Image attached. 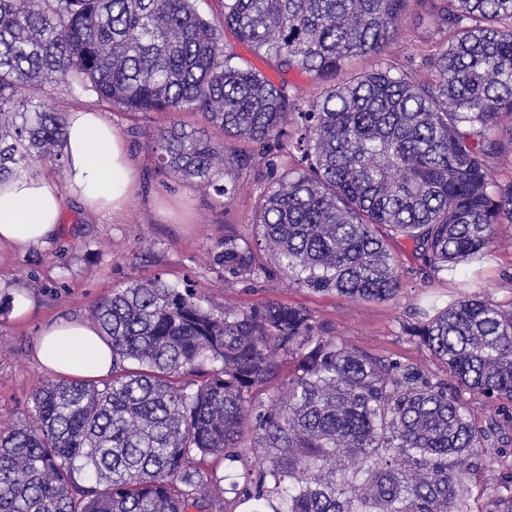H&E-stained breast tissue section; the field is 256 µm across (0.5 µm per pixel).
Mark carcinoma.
I'll list each match as a JSON object with an SVG mask.
<instances>
[{
    "instance_id": "obj_1",
    "label": "carcinoma",
    "mask_w": 512,
    "mask_h": 512,
    "mask_svg": "<svg viewBox=\"0 0 512 512\" xmlns=\"http://www.w3.org/2000/svg\"><path fill=\"white\" fill-rule=\"evenodd\" d=\"M0 0V180L34 160L65 168L67 116L45 84L91 92L145 120L159 171L229 203L254 156L180 120L297 152L260 190L250 239L214 245L224 280L271 258L301 288L385 301L402 288L392 249L436 280L484 255L512 224V153L495 127L512 114V0H438V52L417 80L382 59L410 0ZM282 75L323 83L305 103L224 40ZM356 58L376 66L336 82ZM290 123L291 132L283 129ZM112 346V379L48 380L30 415L0 427V512H475L468 459L497 462L492 423L466 395L512 401V306L467 294L422 310L403 333L452 381L329 335L278 303L205 307L160 275L91 310ZM264 448L267 464L245 462ZM232 480L234 497L219 499ZM487 512H512V481ZM225 41L233 46L234 51L239 56L248 60L254 67L262 71L268 77V79L273 82L279 81V76L266 65L264 60L260 56L255 55L248 46L237 42L231 33H226Z\"/></svg>"
}]
</instances>
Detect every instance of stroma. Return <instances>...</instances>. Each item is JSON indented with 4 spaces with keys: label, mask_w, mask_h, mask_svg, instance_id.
<instances>
[{
    "label": "stroma",
    "mask_w": 512,
    "mask_h": 512,
    "mask_svg": "<svg viewBox=\"0 0 512 512\" xmlns=\"http://www.w3.org/2000/svg\"><path fill=\"white\" fill-rule=\"evenodd\" d=\"M432 9L430 0H412L397 35L386 45L385 59L428 75L437 45L419 25ZM62 112L91 107L103 112L125 136L143 190L118 216L91 215L78 201L63 211L55 243L45 248L0 254V423L24 420L32 394L53 371L35 358L34 343L42 328L59 319H88L92 304L112 291L163 274L169 282L192 288L204 304L225 309L260 308L277 302L308 311L329 335L362 349L392 355L429 376H445V368L420 343L402 331L405 321L433 298L449 300L458 292L512 303V224L496 227V242L479 260L459 265L445 282L425 278L406 257L408 244L397 246L403 287L384 302L353 301L336 293L316 292L293 284L287 273L269 265L253 280L225 283L212 260L214 243L225 235L254 234V209L261 188L271 179L261 156L262 145L225 141L229 150L256 153L253 166L239 177L240 190L229 206L216 205L201 187L159 172L152 133L163 116L143 121L112 110L95 95L70 92L51 83L40 93ZM31 304L25 318L13 314L16 295ZM471 407L480 419L496 417L503 428L495 438L504 459L487 468L473 464L471 495L487 505V489L512 479V403L477 397Z\"/></svg>",
    "instance_id": "1"
}]
</instances>
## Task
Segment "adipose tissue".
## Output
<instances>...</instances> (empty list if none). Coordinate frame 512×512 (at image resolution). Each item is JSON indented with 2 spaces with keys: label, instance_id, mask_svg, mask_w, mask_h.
<instances>
[{
  "label": "adipose tissue",
  "instance_id": "1",
  "mask_svg": "<svg viewBox=\"0 0 512 512\" xmlns=\"http://www.w3.org/2000/svg\"><path fill=\"white\" fill-rule=\"evenodd\" d=\"M68 187L22 173L0 181V250L45 247L61 220L66 195L94 215L123 213L141 183L120 130L103 113L77 108L68 115L64 143ZM38 362L63 377L104 379L112 374V348L95 324L60 320L34 346Z\"/></svg>",
  "mask_w": 512,
  "mask_h": 512
}]
</instances>
